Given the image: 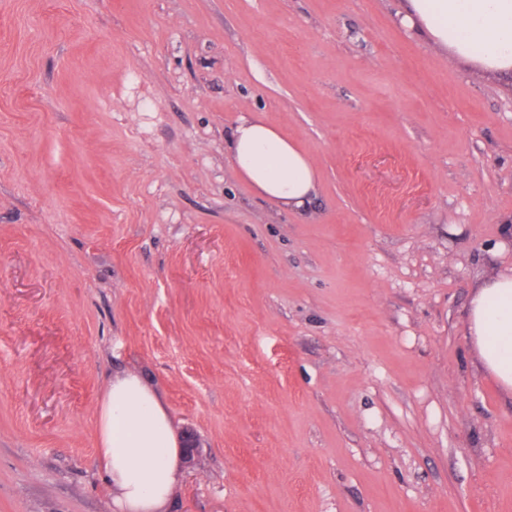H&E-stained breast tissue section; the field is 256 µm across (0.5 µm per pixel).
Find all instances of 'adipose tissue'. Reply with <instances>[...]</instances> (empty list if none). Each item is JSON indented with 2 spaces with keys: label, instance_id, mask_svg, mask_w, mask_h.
I'll list each match as a JSON object with an SVG mask.
<instances>
[{
  "label": "adipose tissue",
  "instance_id": "obj_1",
  "mask_svg": "<svg viewBox=\"0 0 512 512\" xmlns=\"http://www.w3.org/2000/svg\"><path fill=\"white\" fill-rule=\"evenodd\" d=\"M403 22L483 68H512V0H407ZM224 149L258 196L299 218L309 216L319 197L317 173L278 129L241 118ZM467 326L484 372L512 395V270L476 286ZM95 426L103 479L118 512H160L175 484L181 444L156 388L137 372L116 371Z\"/></svg>",
  "mask_w": 512,
  "mask_h": 512
}]
</instances>
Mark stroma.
<instances>
[{
	"instance_id": "obj_1",
	"label": "stroma",
	"mask_w": 512,
	"mask_h": 512,
	"mask_svg": "<svg viewBox=\"0 0 512 512\" xmlns=\"http://www.w3.org/2000/svg\"><path fill=\"white\" fill-rule=\"evenodd\" d=\"M406 0H0V512H113L95 416L155 383L163 512H512V395L466 332L512 267V78ZM319 175L303 221L224 151ZM224 151L261 198L305 220L319 197L315 169L298 146L257 118H241Z\"/></svg>"
}]
</instances>
